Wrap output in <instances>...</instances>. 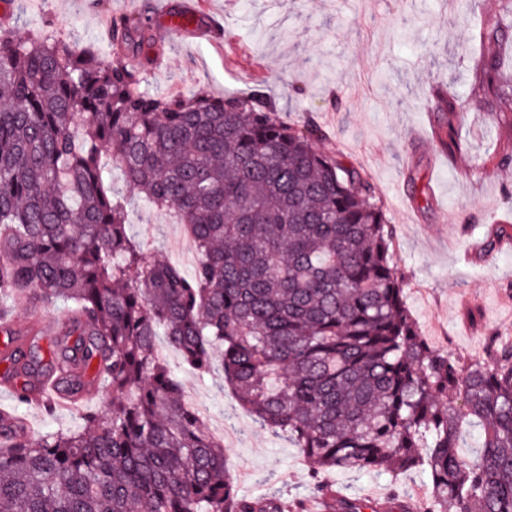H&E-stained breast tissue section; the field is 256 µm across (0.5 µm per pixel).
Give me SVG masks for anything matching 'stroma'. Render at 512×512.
<instances>
[{"instance_id":"obj_1","label":"stroma","mask_w":512,"mask_h":512,"mask_svg":"<svg viewBox=\"0 0 512 512\" xmlns=\"http://www.w3.org/2000/svg\"><path fill=\"white\" fill-rule=\"evenodd\" d=\"M200 2L190 23L221 21L223 48L166 30L182 0H22L16 34L23 39L52 26L108 56L100 19L149 12L153 51L164 56L163 66L144 71L152 91L166 94L178 85L186 94H262L284 122L299 129L315 123L322 133L316 147L341 156L372 184L395 229L407 305L430 344L467 360L481 354L486 337L512 340V248L488 258L470 253L492 225L512 232V160L485 163L480 151L497 134L494 113H512V96L484 98L468 45L470 28L499 19L500 0H479L471 11L460 0ZM437 86L456 100L468 152L449 155L435 138L431 93ZM110 181L129 203L133 234L156 260L192 268V259L179 252L183 225L144 204L120 171H112ZM157 348L186 395L223 418L234 436L225 454L242 494L273 489L291 499L308 497L310 471L298 448L257 427L218 377L190 371L165 337H158ZM0 407L19 413L39 434L78 429L83 411L99 402L48 412L7 397ZM325 479L350 498L382 501L396 490L422 499L428 492L418 470L394 484L364 472Z\"/></svg>"}]
</instances>
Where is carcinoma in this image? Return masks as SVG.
Returning <instances> with one entry per match:
<instances>
[{
    "instance_id": "carcinoma-1",
    "label": "carcinoma",
    "mask_w": 512,
    "mask_h": 512,
    "mask_svg": "<svg viewBox=\"0 0 512 512\" xmlns=\"http://www.w3.org/2000/svg\"><path fill=\"white\" fill-rule=\"evenodd\" d=\"M151 40L143 14L112 21L110 61L56 29L0 28V300L72 313L50 359L33 342L7 356L18 400L53 411L37 391L53 377L106 402L76 430L0 422V512H305V499L239 492L224 443L158 357L161 330L301 449L331 512L407 510L396 491L386 506L338 498L318 473L410 469L430 482L421 512H512V343L491 336L466 361L432 346L361 172L257 95L151 93L128 61ZM503 73L501 56L482 58L484 95ZM435 99L453 148L458 112ZM115 168L187 228L192 270L133 239Z\"/></svg>"
}]
</instances>
